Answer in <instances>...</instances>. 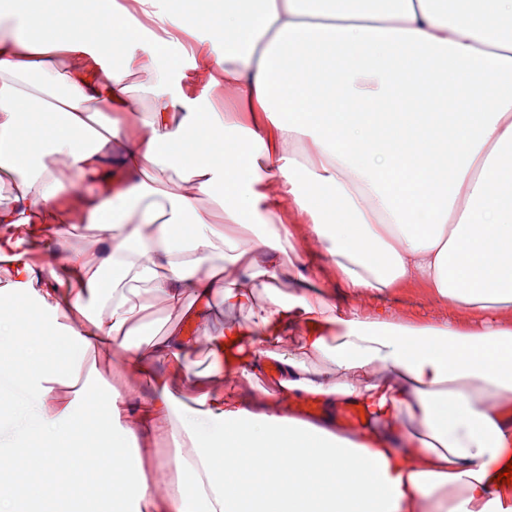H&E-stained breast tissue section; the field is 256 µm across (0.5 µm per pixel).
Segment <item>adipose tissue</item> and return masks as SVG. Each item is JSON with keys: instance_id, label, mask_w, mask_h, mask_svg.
Listing matches in <instances>:
<instances>
[{"instance_id": "adipose-tissue-1", "label": "adipose tissue", "mask_w": 512, "mask_h": 512, "mask_svg": "<svg viewBox=\"0 0 512 512\" xmlns=\"http://www.w3.org/2000/svg\"><path fill=\"white\" fill-rule=\"evenodd\" d=\"M82 2L26 0L43 37L0 33V179L17 200L0 258L32 295L0 303V336L38 308L58 338L26 364L0 357L26 394L0 425V512H78L54 477L102 435L111 512H512L496 480L512 462V0H95L108 31ZM197 7L206 40L185 21ZM137 70L151 112L134 132ZM60 167L100 193L64 196ZM174 176L185 192L150 206ZM83 223L95 247L44 267L14 235L60 243ZM319 249L351 303L300 261ZM411 280L448 317L399 316L389 300ZM234 308L247 320L219 323ZM109 353L97 418L78 420ZM299 396L326 414L293 415ZM349 405L366 421L343 434L330 412ZM116 365L117 362L112 354L100 358L99 367L102 377L101 379L92 380L86 384L80 398L79 411L77 413L78 418H81L85 411L93 407L94 404L99 402L106 394L108 384L112 382V375Z\"/></svg>"}]
</instances>
